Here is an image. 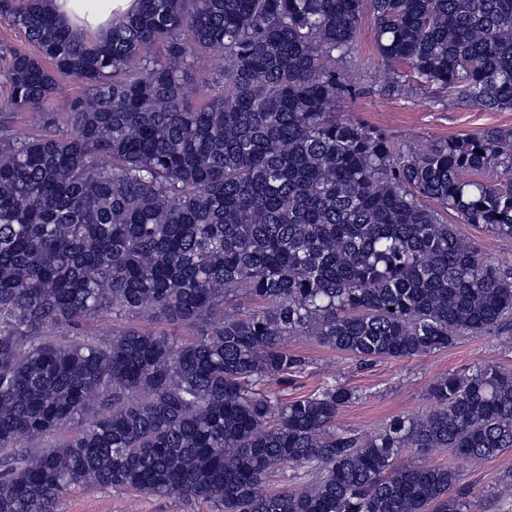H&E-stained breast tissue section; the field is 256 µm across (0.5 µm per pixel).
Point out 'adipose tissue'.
I'll use <instances>...</instances> for the list:
<instances>
[{
    "label": "adipose tissue",
    "instance_id": "obj_1",
    "mask_svg": "<svg viewBox=\"0 0 512 512\" xmlns=\"http://www.w3.org/2000/svg\"><path fill=\"white\" fill-rule=\"evenodd\" d=\"M51 4L60 23L103 40L111 33L113 19L134 13L138 0H51Z\"/></svg>",
    "mask_w": 512,
    "mask_h": 512
}]
</instances>
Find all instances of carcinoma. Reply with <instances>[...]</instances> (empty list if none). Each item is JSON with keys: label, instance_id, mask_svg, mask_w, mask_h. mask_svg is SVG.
<instances>
[{"label": "carcinoma", "instance_id": "obj_1", "mask_svg": "<svg viewBox=\"0 0 512 512\" xmlns=\"http://www.w3.org/2000/svg\"><path fill=\"white\" fill-rule=\"evenodd\" d=\"M50 2L0 0L37 48L0 47V512L91 486L215 512H468L459 470L397 459L511 449V369L450 373L371 436L336 425L353 389L272 385L304 369L293 336L369 362L512 331V266L456 228L512 238V130L419 149L333 112L367 13L381 89L512 110V0H139L104 40ZM207 52L224 66L193 103ZM70 77L66 130L15 126L46 124ZM141 318L197 333L85 331ZM224 65V61H220L216 56L205 54L202 55L199 62L189 72L186 82L188 95L192 100L195 98V88L197 80L204 74L214 71L217 66Z\"/></svg>", "mask_w": 512, "mask_h": 512}]
</instances>
